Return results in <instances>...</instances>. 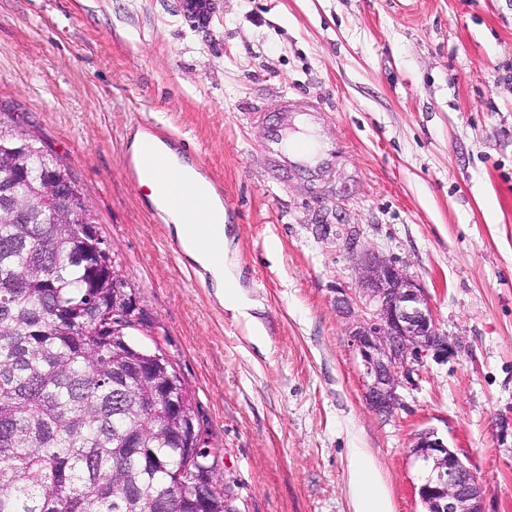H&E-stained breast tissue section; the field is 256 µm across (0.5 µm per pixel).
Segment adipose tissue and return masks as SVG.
<instances>
[{
	"label": "adipose tissue",
	"instance_id": "1",
	"mask_svg": "<svg viewBox=\"0 0 512 512\" xmlns=\"http://www.w3.org/2000/svg\"><path fill=\"white\" fill-rule=\"evenodd\" d=\"M167 224L180 241L190 260L201 270V277L213 288L216 297L234 317H246L248 304L241 294L234 269L229 262L214 263L212 253L224 250L223 225L209 226L186 222L176 212L168 213ZM355 512H391L390 503L378 484L372 466L363 452H356L351 472Z\"/></svg>",
	"mask_w": 512,
	"mask_h": 512
}]
</instances>
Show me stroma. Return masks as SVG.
<instances>
[{"instance_id": "stroma-1", "label": "stroma", "mask_w": 512, "mask_h": 512, "mask_svg": "<svg viewBox=\"0 0 512 512\" xmlns=\"http://www.w3.org/2000/svg\"><path fill=\"white\" fill-rule=\"evenodd\" d=\"M280 92L346 155L321 195L270 180L242 112ZM0 122L63 158L146 326L192 391L239 512H354L364 449L392 512H423L409 456L432 428L485 512H512V0H0ZM171 131L224 184L225 248L251 323L175 249L122 160ZM427 289L454 354L365 405L336 307L366 251Z\"/></svg>"}]
</instances>
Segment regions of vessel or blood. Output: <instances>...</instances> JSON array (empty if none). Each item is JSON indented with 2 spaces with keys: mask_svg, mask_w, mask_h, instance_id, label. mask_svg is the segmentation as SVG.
Segmentation results:
<instances>
[{
  "mask_svg": "<svg viewBox=\"0 0 512 512\" xmlns=\"http://www.w3.org/2000/svg\"><path fill=\"white\" fill-rule=\"evenodd\" d=\"M278 115L268 118L265 108L251 107L245 117L250 122L264 125L263 151L268 160V174L275 182L299 178L314 189L325 187L345 150L338 144H325L313 138L323 115L322 108L311 98L301 95L280 94ZM144 140L138 156L124 159L123 165L132 183H139L141 171L147 170L158 178H165L163 151L172 140L161 128L143 126ZM195 170L207 184V193H199L193 186L176 189L168 196L166 204L197 215L206 220L213 201L223 200L224 188L211 174L204 162H197Z\"/></svg>",
  "mask_w": 512,
  "mask_h": 512,
  "instance_id": "obj_1",
  "label": "vessel or blood"
}]
</instances>
